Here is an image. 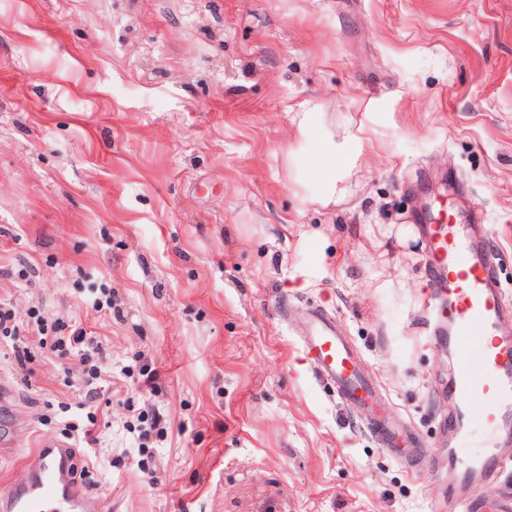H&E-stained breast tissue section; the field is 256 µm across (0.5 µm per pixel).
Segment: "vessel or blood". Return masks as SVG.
<instances>
[{
    "label": "vessel or blood",
    "instance_id": "vessel-or-blood-1",
    "mask_svg": "<svg viewBox=\"0 0 512 512\" xmlns=\"http://www.w3.org/2000/svg\"><path fill=\"white\" fill-rule=\"evenodd\" d=\"M430 232L434 286L442 296L434 313L454 332L456 396L466 403L479 401L478 419L491 430L512 415V341L497 334L503 296L491 287L492 262L463 243L456 217L445 206L433 211ZM302 347L314 371L334 386L340 399L369 412V432L386 445L413 447L396 422L374 412V382L361 371L347 336L322 310L307 311ZM76 464L67 442L43 440L28 459L24 483L0 491V512H102L98 497L77 480Z\"/></svg>",
    "mask_w": 512,
    "mask_h": 512
}]
</instances>
